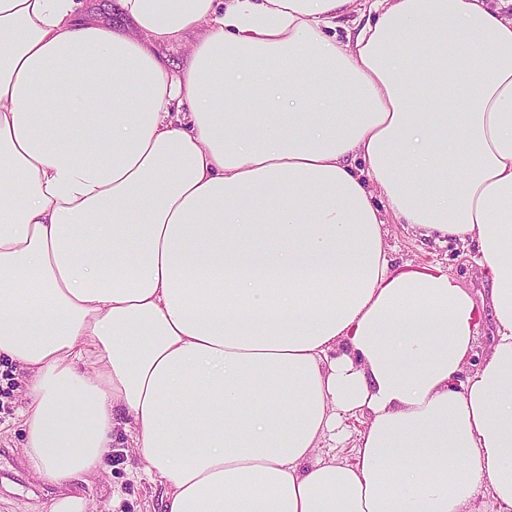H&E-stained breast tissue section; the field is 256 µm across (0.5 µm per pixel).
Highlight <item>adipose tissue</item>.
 Segmentation results:
<instances>
[{
    "instance_id": "obj_1",
    "label": "adipose tissue",
    "mask_w": 512,
    "mask_h": 512,
    "mask_svg": "<svg viewBox=\"0 0 512 512\" xmlns=\"http://www.w3.org/2000/svg\"><path fill=\"white\" fill-rule=\"evenodd\" d=\"M115 8L0 0V358L36 475L126 433L166 512H512V0ZM391 217L475 244L485 297L394 267ZM349 413L353 462L319 458Z\"/></svg>"
}]
</instances>
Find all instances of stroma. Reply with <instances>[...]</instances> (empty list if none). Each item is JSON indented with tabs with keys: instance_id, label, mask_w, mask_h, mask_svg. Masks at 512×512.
<instances>
[{
	"instance_id": "stroma-1",
	"label": "stroma",
	"mask_w": 512,
	"mask_h": 512,
	"mask_svg": "<svg viewBox=\"0 0 512 512\" xmlns=\"http://www.w3.org/2000/svg\"><path fill=\"white\" fill-rule=\"evenodd\" d=\"M386 244L395 266H439L448 270L458 284L480 294L487 283L469 251L459 243L443 246L416 239L406 225L390 222ZM24 373L15 363L0 359V512H45L60 493H79L88 498L90 512H165L164 488L158 477L149 475L136 456L132 440L113 453L100 472L83 476L67 488L39 480L24 454L25 432L22 410Z\"/></svg>"
}]
</instances>
